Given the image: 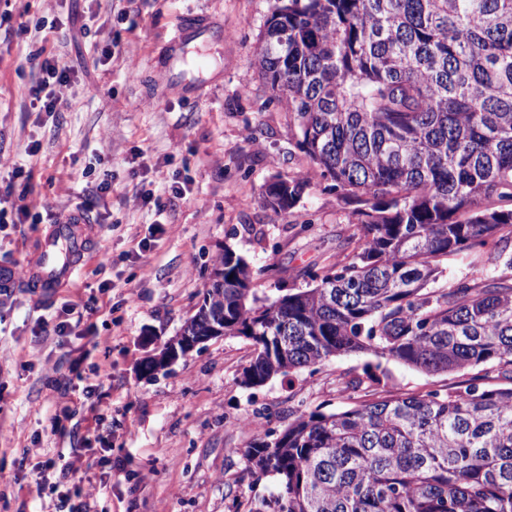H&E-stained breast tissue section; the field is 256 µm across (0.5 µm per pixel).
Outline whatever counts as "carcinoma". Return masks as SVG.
<instances>
[{
    "label": "carcinoma",
    "instance_id": "1",
    "mask_svg": "<svg viewBox=\"0 0 512 512\" xmlns=\"http://www.w3.org/2000/svg\"><path fill=\"white\" fill-rule=\"evenodd\" d=\"M256 62L297 147L355 205L346 261L273 300L233 248L181 331L224 321L263 386L340 354L512 375V0H275ZM303 179L265 202L292 208ZM492 246L450 290L443 261ZM244 452L257 512H512V386L290 411Z\"/></svg>",
    "mask_w": 512,
    "mask_h": 512
}]
</instances>
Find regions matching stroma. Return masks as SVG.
Wrapping results in <instances>:
<instances>
[{"label": "stroma", "instance_id": "35a3bbf8", "mask_svg": "<svg viewBox=\"0 0 512 512\" xmlns=\"http://www.w3.org/2000/svg\"><path fill=\"white\" fill-rule=\"evenodd\" d=\"M273 0H16L15 13L58 18L67 39L44 31L0 32V193L12 171L32 173L39 219L0 224V263L24 267L52 222L86 198L104 160L109 192L88 218L91 236L80 272L46 303L26 289L0 296V512H53L59 491L47 460L81 456L102 512H256L268 482L251 484L242 454L260 434L282 429L289 409L336 411L376 396H413L504 385L484 367L427 374L394 361L347 354L266 385H241L254 346L245 337L214 339L167 373L145 375L153 345L177 335L203 299L214 261L232 247L255 269L258 295L308 284L357 232L352 205L331 181L311 177L285 213L267 207L270 182L301 177L309 161L295 127L255 64ZM111 14V62L88 31L93 13ZM215 26L206 43L214 65L197 95L181 94L166 73L171 32L180 16ZM52 50L73 72L72 107L27 109L25 57ZM39 151L25 152L29 143ZM184 187L174 197L172 185ZM149 192L148 206L135 196ZM112 291H103V283ZM75 305L82 324L59 339L39 334L42 320ZM100 347H93L92 338ZM379 365L381 384L364 380ZM99 382L104 413L88 438L87 408L61 396ZM359 376L357 389L345 379Z\"/></svg>", "mask_w": 512, "mask_h": 512}]
</instances>
